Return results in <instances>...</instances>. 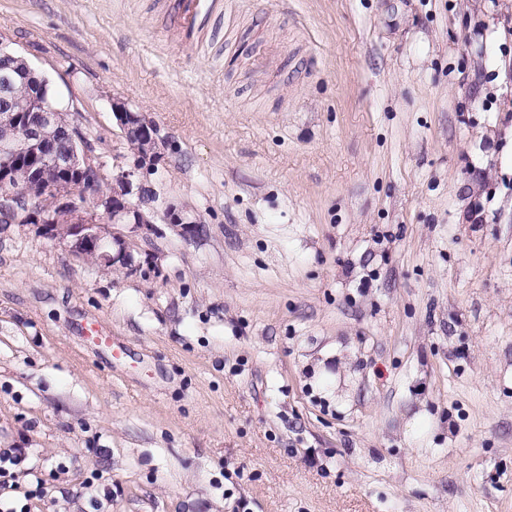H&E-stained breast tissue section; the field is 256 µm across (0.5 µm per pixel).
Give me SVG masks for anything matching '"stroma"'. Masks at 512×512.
I'll list each match as a JSON object with an SVG mask.
<instances>
[{
    "mask_svg": "<svg viewBox=\"0 0 512 512\" xmlns=\"http://www.w3.org/2000/svg\"><path fill=\"white\" fill-rule=\"evenodd\" d=\"M0 0L109 170L155 122L140 266L0 224L26 512H512V0ZM102 324L119 349L93 341ZM163 220L172 230L184 238H194L200 233L197 226L199 223L191 218L182 207L168 206L163 215Z\"/></svg>",
    "mask_w": 512,
    "mask_h": 512,
    "instance_id": "1",
    "label": "stroma"
}]
</instances>
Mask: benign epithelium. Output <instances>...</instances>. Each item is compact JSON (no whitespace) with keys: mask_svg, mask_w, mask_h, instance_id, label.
I'll use <instances>...</instances> for the list:
<instances>
[{"mask_svg":"<svg viewBox=\"0 0 512 512\" xmlns=\"http://www.w3.org/2000/svg\"><path fill=\"white\" fill-rule=\"evenodd\" d=\"M116 123L123 135L135 140L136 161L131 170L116 174L108 171L70 113L45 97L35 101V109L25 116L0 112V124L22 125L18 140L0 143V222L36 224L42 235L67 243L72 258L82 261L90 253L98 254L106 265L136 267L135 242L118 231L125 226L130 232L154 230L155 215L141 199L148 195L147 186L136 179V171L153 166L160 160L159 128L125 104L112 103ZM57 125L71 136V147L64 153L49 151L40 140V130ZM25 165L45 189L52 191L58 178L73 179L89 199L81 208L75 194L59 193L53 206L44 209L32 197H19L12 190L14 168ZM165 223L180 236L194 238L200 230L197 221L181 207L170 205L163 215Z\"/></svg>","mask_w":512,"mask_h":512,"instance_id":"7a95c632","label":"benign epithelium"}]
</instances>
